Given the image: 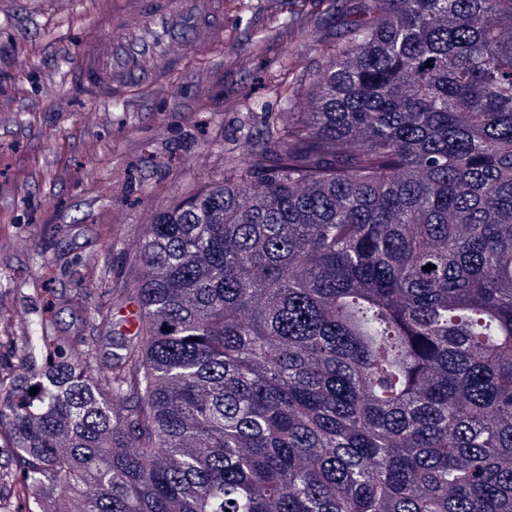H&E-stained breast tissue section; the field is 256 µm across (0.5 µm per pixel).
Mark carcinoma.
Returning a JSON list of instances; mask_svg holds the SVG:
<instances>
[{"instance_id": "1", "label": "carcinoma", "mask_w": 512, "mask_h": 512, "mask_svg": "<svg viewBox=\"0 0 512 512\" xmlns=\"http://www.w3.org/2000/svg\"><path fill=\"white\" fill-rule=\"evenodd\" d=\"M286 107L139 240L112 371L28 325L40 512H512V0H372Z\"/></svg>"}]
</instances>
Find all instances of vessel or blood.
<instances>
[{"instance_id": "vessel-or-blood-1", "label": "vessel or blood", "mask_w": 512, "mask_h": 512, "mask_svg": "<svg viewBox=\"0 0 512 512\" xmlns=\"http://www.w3.org/2000/svg\"><path fill=\"white\" fill-rule=\"evenodd\" d=\"M223 42L224 0H107L69 78L88 99L124 98L167 85L187 55L208 56Z\"/></svg>"}]
</instances>
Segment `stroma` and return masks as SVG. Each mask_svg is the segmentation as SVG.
Masks as SVG:
<instances>
[{
	"instance_id": "35a3bbf8",
	"label": "stroma",
	"mask_w": 512,
	"mask_h": 512,
	"mask_svg": "<svg viewBox=\"0 0 512 512\" xmlns=\"http://www.w3.org/2000/svg\"><path fill=\"white\" fill-rule=\"evenodd\" d=\"M0 0V380L20 372L28 322L84 336L112 363L105 318L136 279L145 217L224 177V149L261 139L283 93L345 37L361 0H229L224 45L189 57L169 89L139 88L123 110L65 80L99 0ZM56 95H47V87ZM96 255L88 263V255ZM0 426V512H39Z\"/></svg>"
}]
</instances>
